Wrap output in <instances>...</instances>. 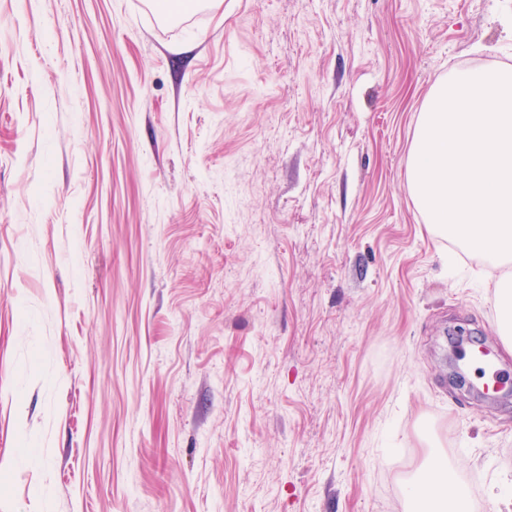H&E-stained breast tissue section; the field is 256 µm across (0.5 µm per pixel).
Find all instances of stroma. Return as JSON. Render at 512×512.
Listing matches in <instances>:
<instances>
[{"label":"stroma","instance_id":"stroma-1","mask_svg":"<svg viewBox=\"0 0 512 512\" xmlns=\"http://www.w3.org/2000/svg\"><path fill=\"white\" fill-rule=\"evenodd\" d=\"M0 0V512H404L429 435L512 498L486 271L407 187L512 0ZM464 359L468 363H480L483 371V390L485 392H498L501 386L510 383L509 375L503 373L492 359L485 357L480 350H472L465 353Z\"/></svg>","mask_w":512,"mask_h":512}]
</instances>
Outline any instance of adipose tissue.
<instances>
[{"label":"adipose tissue","mask_w":512,"mask_h":512,"mask_svg":"<svg viewBox=\"0 0 512 512\" xmlns=\"http://www.w3.org/2000/svg\"><path fill=\"white\" fill-rule=\"evenodd\" d=\"M407 498L424 500L436 512H470L468 491L447 453L431 451L421 472L408 484Z\"/></svg>","instance_id":"adipose-tissue-1"}]
</instances>
